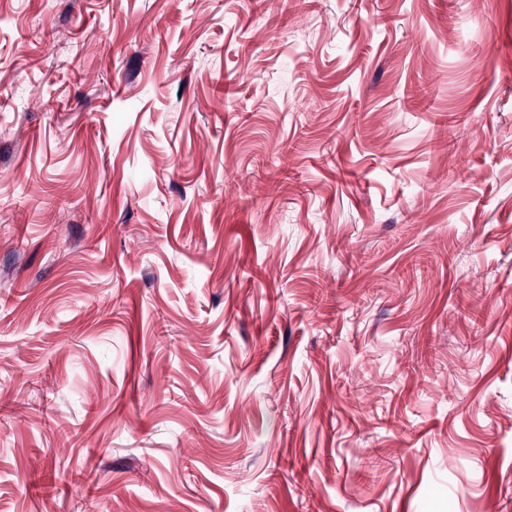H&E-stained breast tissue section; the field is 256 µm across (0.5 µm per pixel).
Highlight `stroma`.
I'll return each instance as SVG.
<instances>
[{"label": "stroma", "mask_w": 512, "mask_h": 512, "mask_svg": "<svg viewBox=\"0 0 512 512\" xmlns=\"http://www.w3.org/2000/svg\"><path fill=\"white\" fill-rule=\"evenodd\" d=\"M0 512H512V0H0Z\"/></svg>", "instance_id": "obj_1"}]
</instances>
